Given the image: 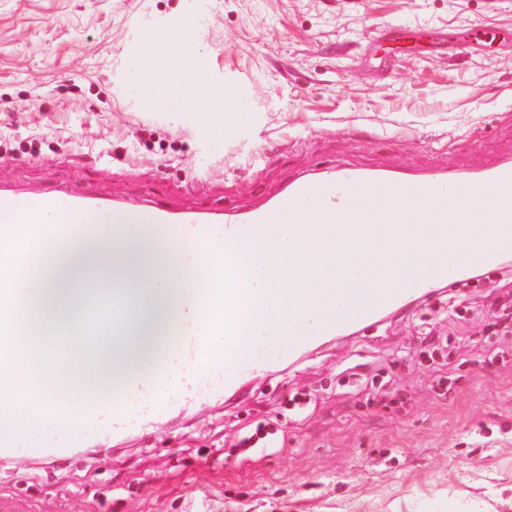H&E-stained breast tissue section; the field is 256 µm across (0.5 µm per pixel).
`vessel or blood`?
Segmentation results:
<instances>
[{
    "instance_id": "obj_1",
    "label": "vessel or blood",
    "mask_w": 512,
    "mask_h": 512,
    "mask_svg": "<svg viewBox=\"0 0 512 512\" xmlns=\"http://www.w3.org/2000/svg\"><path fill=\"white\" fill-rule=\"evenodd\" d=\"M353 191L368 193L371 204L352 201L337 208V198ZM426 191L451 196V206L437 217L418 208L416 201ZM34 213L52 224L60 235L67 234L68 223L81 216L93 217L102 224L124 217L145 226L179 225L189 232L227 240L237 237L242 228L259 224H319L326 241L331 243L345 234L350 225L365 224L389 253L395 249L399 235L396 229L401 226L406 235L435 244L465 240L477 246L481 262L488 265L499 257L498 252L489 249V242L512 241V153L480 168L418 171L339 163L331 170L308 173L291 181L276 196L243 212L205 207L185 211L154 202L131 207L122 199L104 197L88 188L43 190L0 182V221L23 224ZM468 272V266L463 264L448 266L435 262L420 287L426 290L437 281L461 279ZM303 297L301 289L289 288L288 303L302 309L303 319L300 326L289 331L287 344L266 339L258 355L244 363L238 360L233 341L225 340L224 380L214 385V392L235 391L244 373L272 370L282 360L338 333V326L323 316L325 309L335 306V292L319 295L311 308L305 306ZM403 301V291L383 289L375 303L355 315L354 320L365 321L401 306ZM211 310L207 303L192 306L189 312L181 341L186 364L195 363L204 350L200 325ZM148 415V409L136 404L113 411L111 424L96 418L91 426L97 434H119L130 425L144 422Z\"/></svg>"
}]
</instances>
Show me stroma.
<instances>
[{
  "instance_id": "35a3bbf8",
  "label": "stroma",
  "mask_w": 512,
  "mask_h": 512,
  "mask_svg": "<svg viewBox=\"0 0 512 512\" xmlns=\"http://www.w3.org/2000/svg\"><path fill=\"white\" fill-rule=\"evenodd\" d=\"M192 21L249 121L143 111L147 29ZM493 29L495 40L471 38ZM512 151V0H0V180L133 204L249 208L352 161L480 166ZM420 307L68 453L0 456V512H512V276ZM264 448L240 439L257 419Z\"/></svg>"
}]
</instances>
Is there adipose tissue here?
<instances>
[{"instance_id":"ef3b65f1","label":"adipose tissue","mask_w":512,"mask_h":512,"mask_svg":"<svg viewBox=\"0 0 512 512\" xmlns=\"http://www.w3.org/2000/svg\"><path fill=\"white\" fill-rule=\"evenodd\" d=\"M194 44L180 36L161 54L143 52L135 67L134 90L156 111L191 109L216 137H224L249 118L232 90L216 91L196 86L187 75L189 52Z\"/></svg>"}]
</instances>
